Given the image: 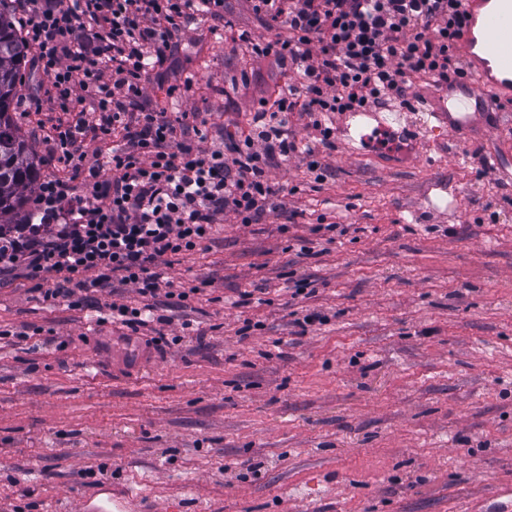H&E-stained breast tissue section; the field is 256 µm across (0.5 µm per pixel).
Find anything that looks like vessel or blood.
<instances>
[{
	"instance_id": "obj_1",
	"label": "vessel or blood",
	"mask_w": 512,
	"mask_h": 512,
	"mask_svg": "<svg viewBox=\"0 0 512 512\" xmlns=\"http://www.w3.org/2000/svg\"><path fill=\"white\" fill-rule=\"evenodd\" d=\"M469 20L457 41V52L471 73L466 86L449 85L436 105L440 127L457 139L494 130L479 106L489 95L512 91V0H467ZM79 512H131L111 487L82 500Z\"/></svg>"
}]
</instances>
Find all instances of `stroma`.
<instances>
[{
    "mask_svg": "<svg viewBox=\"0 0 512 512\" xmlns=\"http://www.w3.org/2000/svg\"><path fill=\"white\" fill-rule=\"evenodd\" d=\"M294 77L202 25L144 97L213 142ZM437 136L405 162L334 138L322 182L271 168L282 211L164 266L197 292L163 347L108 292L0 288V504L74 512L108 484L150 512H490L512 487V183L476 156L512 159V104L481 143Z\"/></svg>",
    "mask_w": 512,
    "mask_h": 512,
    "instance_id": "1",
    "label": "stroma"
}]
</instances>
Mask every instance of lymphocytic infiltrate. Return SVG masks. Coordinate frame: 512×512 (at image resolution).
<instances>
[{
    "label": "lymphocytic infiltrate",
    "instance_id": "lymphocytic-infiltrate-1",
    "mask_svg": "<svg viewBox=\"0 0 512 512\" xmlns=\"http://www.w3.org/2000/svg\"><path fill=\"white\" fill-rule=\"evenodd\" d=\"M225 3L20 0L25 41L48 80L45 99L31 106L47 100L58 114L44 141L59 171L34 191L28 221L0 224V278L51 281L44 299L74 307L86 292L135 285L140 306L109 308L132 331L148 329L158 298H190L157 273L158 262L194 253L225 216L256 224L277 209L267 178L276 164L303 161L323 180L315 155L331 144L335 113L382 94L406 100L418 77L444 87L465 75L453 49L468 19L464 0H248L259 36L239 27ZM209 21L297 78L259 110L256 136L205 149L197 122L141 98L145 81L167 77L183 33ZM294 113L308 117L310 134L292 131ZM91 138L99 148L90 154Z\"/></svg>",
    "mask_w": 512,
    "mask_h": 512
}]
</instances>
